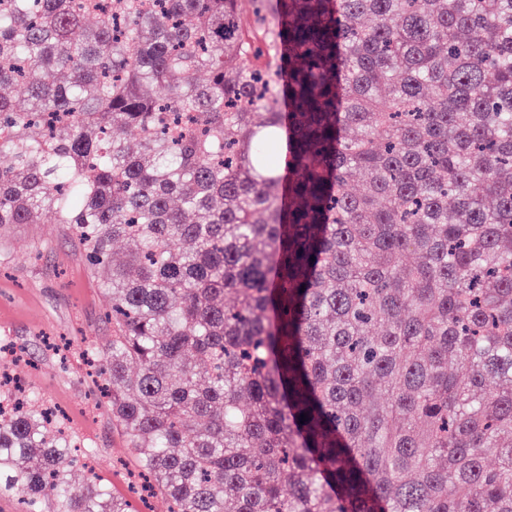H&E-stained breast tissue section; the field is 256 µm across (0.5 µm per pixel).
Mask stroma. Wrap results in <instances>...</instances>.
<instances>
[{
    "label": "stroma",
    "instance_id": "1",
    "mask_svg": "<svg viewBox=\"0 0 512 512\" xmlns=\"http://www.w3.org/2000/svg\"><path fill=\"white\" fill-rule=\"evenodd\" d=\"M109 306L54 214L0 232V336L22 354L11 369L65 413L69 430L94 445L95 473L123 496L129 476L117 462L126 456L125 442L105 408L95 405V380L79 363L87 346L109 344Z\"/></svg>",
    "mask_w": 512,
    "mask_h": 512
}]
</instances>
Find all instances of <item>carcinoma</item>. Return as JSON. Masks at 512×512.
I'll list each match as a JSON object with an SVG mask.
<instances>
[{
  "label": "carcinoma",
  "instance_id": "obj_1",
  "mask_svg": "<svg viewBox=\"0 0 512 512\" xmlns=\"http://www.w3.org/2000/svg\"><path fill=\"white\" fill-rule=\"evenodd\" d=\"M157 2L0 0V230L54 211L110 296L132 492L512 512V0ZM43 403L0 493L136 512Z\"/></svg>",
  "mask_w": 512,
  "mask_h": 512
}]
</instances>
